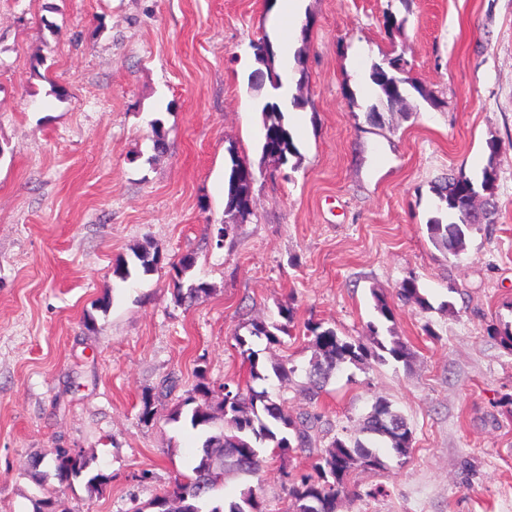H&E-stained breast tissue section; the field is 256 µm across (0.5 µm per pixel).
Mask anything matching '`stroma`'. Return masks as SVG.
Segmentation results:
<instances>
[{
    "label": "stroma",
    "mask_w": 512,
    "mask_h": 512,
    "mask_svg": "<svg viewBox=\"0 0 512 512\" xmlns=\"http://www.w3.org/2000/svg\"><path fill=\"white\" fill-rule=\"evenodd\" d=\"M303 6L308 104L286 115L299 154L279 165L261 156L266 94L251 86L271 0H0V512H35L58 490L76 512L145 504L201 446L167 414L197 383L215 404L248 381L234 337L251 320L293 307L273 352L303 367L307 322L366 335L378 294L409 363L341 366L315 402L301 377L264 383L292 413H321L329 438L379 396L405 417L407 461L353 469L336 512H512V350L488 333L512 325V0ZM388 12L400 28H384ZM389 55L423 90L371 125L370 73ZM231 146L259 175L253 215L219 247ZM490 163L497 222L445 257L427 229L434 187ZM142 246L162 254L157 270L116 279ZM186 254L209 285L188 306L171 267ZM410 275L431 311L398 303ZM59 448L84 449L109 483L60 487L46 466ZM309 464L276 457L216 495L250 486L286 512V475Z\"/></svg>",
    "instance_id": "35a3bbf8"
}]
</instances>
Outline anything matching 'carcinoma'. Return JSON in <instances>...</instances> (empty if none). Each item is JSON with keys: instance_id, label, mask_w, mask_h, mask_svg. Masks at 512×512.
<instances>
[{"instance_id": "cac0c4a2", "label": "carcinoma", "mask_w": 512, "mask_h": 512, "mask_svg": "<svg viewBox=\"0 0 512 512\" xmlns=\"http://www.w3.org/2000/svg\"><path fill=\"white\" fill-rule=\"evenodd\" d=\"M399 59L387 57L374 66L370 79L379 88L380 103L393 108L403 99L404 88H393L390 78L395 75ZM263 81L251 85L261 90L270 85L274 90L281 87L280 75L275 72L272 61L263 62ZM263 123L262 155L279 154L285 158L299 155L288 121L281 105L267 101L261 109ZM230 166L227 179L225 213L235 223L246 222L253 211L250 200L253 185L244 178L243 172L250 162L229 149ZM496 171L490 167L483 173L481 183H475L460 172L448 178L437 190L440 205L438 212L448 217V223L434 217L428 224L431 239L444 255H458L463 248L466 232L485 224L496 223L497 210L492 202ZM488 192L484 203V216L471 221L466 214L467 203L475 190ZM134 266L148 274L162 260L159 250L138 248L133 251ZM194 265V259L181 257L173 264L176 270L174 288L176 300L190 303L199 294L208 291V284L196 280H183V275ZM399 300L416 305L426 312L432 309L428 299L421 293L418 281L410 276L403 279L396 291ZM378 322L367 325L370 335L341 336L336 329L320 323H309L307 331L313 336L314 354L303 369L304 390L308 398H319L326 382L343 364L360 367L371 360L385 362L391 358L409 363L413 352L407 343L397 336H383L379 325L394 319V311L387 300L374 295ZM278 321H254L249 324L248 335L234 336L240 354L249 365L253 381L268 379V372L281 381H291L297 368L288 366L284 359L264 360L260 351L253 348L256 340H266L267 346L283 343L281 335L288 334L294 311L290 306L279 308ZM209 389L199 383L194 395L187 397L183 405H194L188 415L192 428L202 432L201 456L190 466L189 473L174 478L173 482L155 495L147 507L153 512H265L260 496L252 488L242 493L240 501L225 503L213 496V492L224 481L225 474L251 476L257 474L267 463L266 451L276 456L303 453L311 460L310 470L288 476V512H304L312 500H318L321 512H336L337 500L348 493V476L356 467L379 469L384 467L377 441L386 443L398 461L404 463L411 453L412 432L405 418L392 404L378 398L371 411L355 425L344 427L334 435L323 449L317 448L322 415L306 412L294 416L288 411L286 400L263 389L250 387L242 390L237 384L224 383V398L212 406L208 401ZM54 477L60 485H70L81 478L87 479L89 490L98 492L110 477L103 473H90V457L82 450L58 448L51 461ZM37 512H74L69 500L63 496H51L40 501Z\"/></svg>"}]
</instances>
